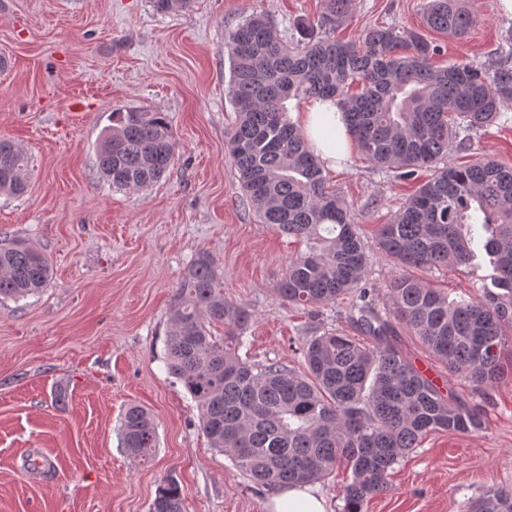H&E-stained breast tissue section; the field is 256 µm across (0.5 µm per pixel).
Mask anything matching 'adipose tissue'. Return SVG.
Instances as JSON below:
<instances>
[{"mask_svg": "<svg viewBox=\"0 0 512 512\" xmlns=\"http://www.w3.org/2000/svg\"><path fill=\"white\" fill-rule=\"evenodd\" d=\"M295 121L325 167L335 169L348 160L352 138L337 99L311 100L305 111L296 113ZM267 512H328V507L317 486L306 483L278 490L268 502Z\"/></svg>", "mask_w": 512, "mask_h": 512, "instance_id": "obj_1", "label": "adipose tissue"}]
</instances>
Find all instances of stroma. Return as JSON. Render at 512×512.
<instances>
[{"mask_svg": "<svg viewBox=\"0 0 512 512\" xmlns=\"http://www.w3.org/2000/svg\"><path fill=\"white\" fill-rule=\"evenodd\" d=\"M426 0H352L337 38L397 24L441 44L435 65L484 66L512 41L498 0H468L477 22L462 39L426 28ZM325 0H193L161 15L149 0H0V138L29 158L27 190L0 194V244L28 242L46 254L42 290L0 302V512H148L159 483L176 479L187 512H266L272 493L251 488L210 448L199 412L165 366L169 307L190 262L208 253L224 298L252 315L241 356L298 365L306 337L355 335L344 305L316 315L283 306L273 288L299 246L260 223L225 149L236 120L225 92V37L241 18L267 14L282 39L316 21ZM164 113L176 153L140 190H117L97 169L112 112ZM448 162L491 157L512 166V101ZM325 178L351 207L378 290L402 275L378 255L379 225L432 176L403 181L351 156ZM398 347L432 366L446 395L483 411L482 430L434 432L391 469L386 491L364 512H468L489 489H512V377L474 388L450 374L418 337ZM149 409L158 445L150 460L119 443L128 404Z\"/></svg>", "mask_w": 512, "mask_h": 512, "instance_id": "1", "label": "stroma"}]
</instances>
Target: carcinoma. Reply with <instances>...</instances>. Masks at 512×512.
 Instances as JSON below:
<instances>
[{"label":"carcinoma","instance_id":"1","mask_svg":"<svg viewBox=\"0 0 512 512\" xmlns=\"http://www.w3.org/2000/svg\"><path fill=\"white\" fill-rule=\"evenodd\" d=\"M350 0H328L299 38H277L268 17L252 13L227 35V94L237 114L226 150L245 201L263 224L305 242L288 260L273 292L290 307L346 304L370 343L336 330L300 347L306 371L280 360L255 363L239 354L251 314L224 300L215 261L199 254L186 268L169 309L166 366L200 411L212 448L254 484L281 488L323 479L344 465V512H364L387 487L389 470L429 432H471L483 413L447 399L395 345L396 326L417 336L448 371L477 386L509 375L512 336V168L492 159L438 166L448 149L466 151L477 130L495 122L512 99V50L491 69L469 62L433 65L441 45L397 25L366 28L355 40L335 31ZM158 14L190 0H151ZM427 27L464 36L474 22L464 0H428ZM336 97L360 158L411 180L434 174L377 232V252L400 267L475 266L476 230L492 273L472 281L475 295L451 299L414 276L394 278L384 307L367 278L370 254L345 199L330 187L303 132L287 116L289 99ZM175 154L162 112L112 113L98 147L101 176L119 189L159 179ZM28 157L0 139V193L26 190ZM48 257L24 242L0 246V299L45 287ZM220 324L224 334L211 327ZM157 444L151 413L131 404L120 446L144 459ZM149 512H185L180 484L160 482ZM471 512H512V490H494Z\"/></svg>","mask_w":512,"mask_h":512}]
</instances>
